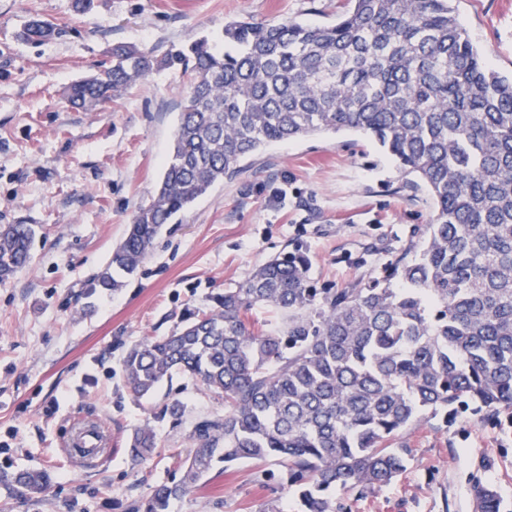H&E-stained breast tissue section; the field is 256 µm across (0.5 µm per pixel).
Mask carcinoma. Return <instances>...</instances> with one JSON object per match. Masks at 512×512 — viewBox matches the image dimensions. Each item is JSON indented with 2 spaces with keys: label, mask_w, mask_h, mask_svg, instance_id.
<instances>
[{
  "label": "carcinoma",
  "mask_w": 512,
  "mask_h": 512,
  "mask_svg": "<svg viewBox=\"0 0 512 512\" xmlns=\"http://www.w3.org/2000/svg\"><path fill=\"white\" fill-rule=\"evenodd\" d=\"M347 2L334 23L231 21L221 49L206 36L161 56L115 45L68 88L92 112L156 72L191 74L158 191L96 287H120L112 271L134 274L164 225L273 143L359 133L434 204L413 255L382 277L321 292L308 257L285 253L216 309L127 350L133 397L179 372L224 399V414L196 426L182 478L156 485L144 512H168L220 464L268 459L286 469L298 512H347L333 493L364 498L406 470L409 449L394 441L409 426L458 408L512 410V76L472 44L454 0ZM56 31L33 18L24 37ZM33 237L30 224L0 225V282L29 265ZM257 305L281 310L282 325L253 322ZM154 448L144 426L128 454ZM48 481L13 477L31 494ZM475 497L479 512H500L493 488Z\"/></svg>",
  "instance_id": "obj_1"
}]
</instances>
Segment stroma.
I'll return each mask as SVG.
<instances>
[{"mask_svg": "<svg viewBox=\"0 0 512 512\" xmlns=\"http://www.w3.org/2000/svg\"><path fill=\"white\" fill-rule=\"evenodd\" d=\"M344 0H0V225L35 230L30 268L0 283V512H142L154 487L179 480L196 425L223 412L221 398L177 375L147 400L127 391L122 361L144 338L165 336L216 306L225 289L294 249L310 259L312 287L366 282L430 223V197L403 179L378 146L352 132L270 145L164 225L121 288L90 294L154 198L187 78L149 76L98 111L72 108V82L105 62L112 45L160 54L231 20L327 22ZM471 42L512 74V0H456ZM35 16L61 27L39 43L20 33ZM287 189L278 201V189ZM179 401L181 416L165 415ZM106 426L112 449L79 467L62 448L74 416ZM150 426L157 447L131 463L132 433ZM406 471L350 512H477L475 484L493 487L512 512V421L444 414L405 430ZM47 473L35 497L16 472ZM171 512H295L273 459L217 468Z\"/></svg>", "mask_w": 512, "mask_h": 512, "instance_id": "stroma-1", "label": "stroma"}]
</instances>
